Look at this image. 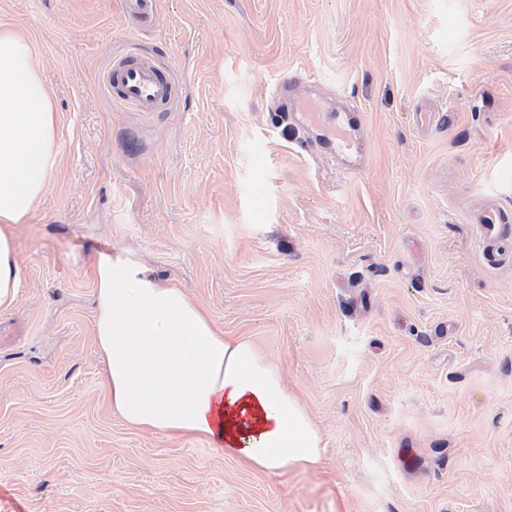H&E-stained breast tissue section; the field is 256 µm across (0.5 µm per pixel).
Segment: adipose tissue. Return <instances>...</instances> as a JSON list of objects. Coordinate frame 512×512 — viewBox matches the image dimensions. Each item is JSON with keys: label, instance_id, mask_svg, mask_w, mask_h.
I'll list each match as a JSON object with an SVG mask.
<instances>
[{"label": "adipose tissue", "instance_id": "ef3b65f1", "mask_svg": "<svg viewBox=\"0 0 512 512\" xmlns=\"http://www.w3.org/2000/svg\"><path fill=\"white\" fill-rule=\"evenodd\" d=\"M59 142L33 43L1 25L0 310L21 278L15 227L45 197ZM92 276L106 389L128 428L206 439L262 473L320 463L319 428L250 338L225 335L199 302L124 253L99 256Z\"/></svg>", "mask_w": 512, "mask_h": 512}]
</instances>
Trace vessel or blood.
Here are the masks:
<instances>
[{
    "instance_id": "1",
    "label": "vessel or blood",
    "mask_w": 512,
    "mask_h": 512,
    "mask_svg": "<svg viewBox=\"0 0 512 512\" xmlns=\"http://www.w3.org/2000/svg\"><path fill=\"white\" fill-rule=\"evenodd\" d=\"M108 91L119 102L140 112H154L175 94V86L148 59L118 60L103 75ZM289 121L309 135L318 155L332 159L344 170L360 172L369 167L371 152L366 137L367 115L348 104L334 111L320 96L291 85L279 99ZM479 236L489 258H504L506 226L504 214L496 204H489L476 221Z\"/></svg>"
}]
</instances>
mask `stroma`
<instances>
[{
	"label": "stroma",
	"instance_id": "1",
	"mask_svg": "<svg viewBox=\"0 0 512 512\" xmlns=\"http://www.w3.org/2000/svg\"><path fill=\"white\" fill-rule=\"evenodd\" d=\"M1 23L61 138L0 311V512H512V264L473 224L488 186L512 214V0H0ZM140 58L176 86L156 112L101 85ZM292 76L366 112L369 169L313 156L275 103ZM116 250L278 365L317 468L122 423L93 334Z\"/></svg>",
	"mask_w": 512,
	"mask_h": 512
}]
</instances>
